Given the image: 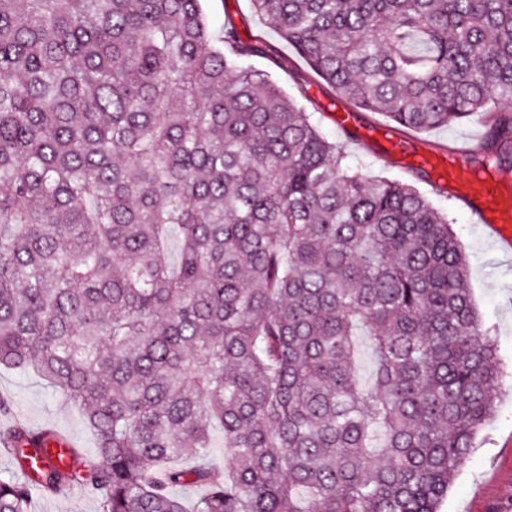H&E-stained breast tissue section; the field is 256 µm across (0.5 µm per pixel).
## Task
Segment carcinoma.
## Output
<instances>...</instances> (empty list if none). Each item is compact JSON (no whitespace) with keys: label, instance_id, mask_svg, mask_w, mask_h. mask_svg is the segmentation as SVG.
<instances>
[{"label":"carcinoma","instance_id":"carcinoma-1","mask_svg":"<svg viewBox=\"0 0 512 512\" xmlns=\"http://www.w3.org/2000/svg\"><path fill=\"white\" fill-rule=\"evenodd\" d=\"M251 4L355 109L480 115L512 168V0ZM262 50L200 0H0V367L96 452L32 481L61 435L4 431L0 512L73 485L101 512H438L501 378L466 256L413 185L351 171Z\"/></svg>","mask_w":512,"mask_h":512}]
</instances>
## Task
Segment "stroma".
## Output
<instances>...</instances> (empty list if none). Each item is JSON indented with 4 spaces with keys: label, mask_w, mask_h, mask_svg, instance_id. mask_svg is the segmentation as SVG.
<instances>
[{
    "label": "stroma",
    "mask_w": 512,
    "mask_h": 512,
    "mask_svg": "<svg viewBox=\"0 0 512 512\" xmlns=\"http://www.w3.org/2000/svg\"><path fill=\"white\" fill-rule=\"evenodd\" d=\"M202 9L214 26L232 21L240 37L268 44L267 55L252 58L256 68L269 72L273 80L308 112L329 139L343 144L352 168L415 185L448 222L468 261V283L484 321L493 326L497 338L502 382L496 390L493 416L479 432L474 447L458 470L439 512H512V269L496 250L482 226L458 208L447 195L437 193L430 174L406 169L384 156L375 142H360L362 128L386 125L374 112L360 115L358 128L341 132L327 110L332 93L309 69L305 60L254 14L250 0H202ZM486 128L476 118L425 133H413L412 143L428 149L474 147ZM0 395L11 403L9 414L0 416V428L13 422L33 428H51L71 438L85 457H93L94 443L81 415L47 387L36 374L0 369ZM33 512H101L98 498L79 488L56 495L35 494Z\"/></svg>",
    "instance_id": "35a3bbf8"
}]
</instances>
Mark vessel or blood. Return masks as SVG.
I'll return each mask as SVG.
<instances>
[{"label":"vessel or blood","instance_id":"b4317fda","mask_svg":"<svg viewBox=\"0 0 512 512\" xmlns=\"http://www.w3.org/2000/svg\"><path fill=\"white\" fill-rule=\"evenodd\" d=\"M469 153L457 150L443 156L415 154L414 162L437 170L434 184L463 203L475 223L486 227L503 256H512V173L502 171L480 182L467 176Z\"/></svg>","mask_w":512,"mask_h":512}]
</instances>
